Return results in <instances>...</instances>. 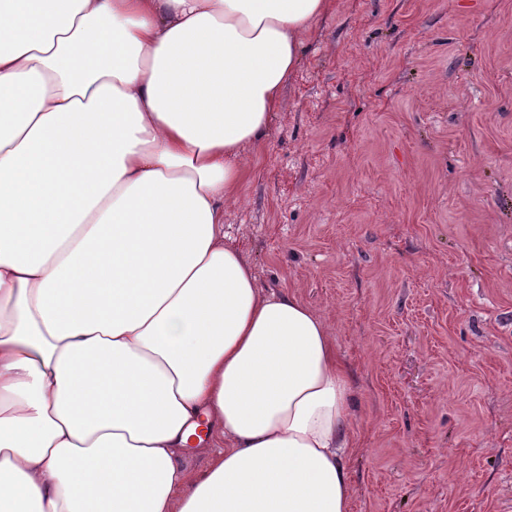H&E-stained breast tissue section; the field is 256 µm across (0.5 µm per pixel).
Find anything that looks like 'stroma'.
Here are the masks:
<instances>
[{"label": "stroma", "mask_w": 512, "mask_h": 512, "mask_svg": "<svg viewBox=\"0 0 512 512\" xmlns=\"http://www.w3.org/2000/svg\"><path fill=\"white\" fill-rule=\"evenodd\" d=\"M224 244L330 330L350 512H512V0H332Z\"/></svg>", "instance_id": "1"}]
</instances>
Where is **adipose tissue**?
Instances as JSON below:
<instances>
[{
  "mask_svg": "<svg viewBox=\"0 0 512 512\" xmlns=\"http://www.w3.org/2000/svg\"><path fill=\"white\" fill-rule=\"evenodd\" d=\"M329 7L0 0V512H349L330 331L224 244Z\"/></svg>",
  "mask_w": 512,
  "mask_h": 512,
  "instance_id": "adipose-tissue-1",
  "label": "adipose tissue"
}]
</instances>
